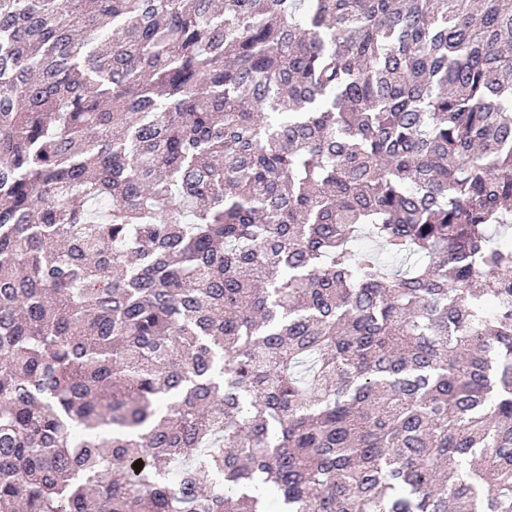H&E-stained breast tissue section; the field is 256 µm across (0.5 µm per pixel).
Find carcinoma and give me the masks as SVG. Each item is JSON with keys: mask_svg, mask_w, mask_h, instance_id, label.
Masks as SVG:
<instances>
[{"mask_svg": "<svg viewBox=\"0 0 512 512\" xmlns=\"http://www.w3.org/2000/svg\"><path fill=\"white\" fill-rule=\"evenodd\" d=\"M271 501L512 512V0H0V512Z\"/></svg>", "mask_w": 512, "mask_h": 512, "instance_id": "1", "label": "carcinoma"}]
</instances>
